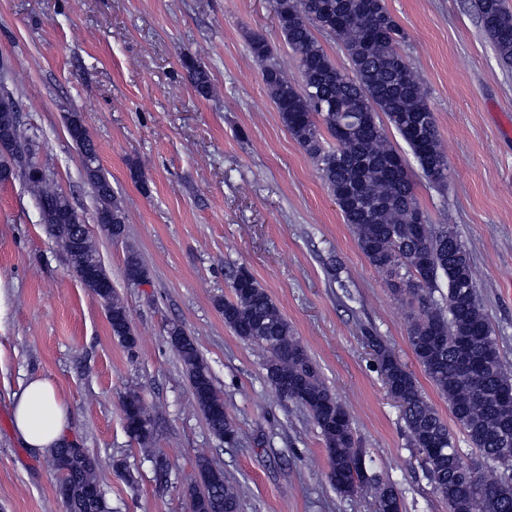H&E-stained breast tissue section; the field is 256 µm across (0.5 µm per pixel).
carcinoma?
<instances>
[{
  "instance_id": "obj_1",
  "label": "carcinoma",
  "mask_w": 512,
  "mask_h": 512,
  "mask_svg": "<svg viewBox=\"0 0 512 512\" xmlns=\"http://www.w3.org/2000/svg\"><path fill=\"white\" fill-rule=\"evenodd\" d=\"M281 36L295 55L302 82L294 84L259 34L249 50L262 68L263 81L288 133L314 161L320 177L357 236L370 264L392 278L395 294L415 299L408 339L424 372L448 399L451 413L478 451L481 466L464 460L447 423L422 393L413 374L381 343L368 337L378 355L387 391L402 410L409 447L422 463L448 512H512V480L485 479L480 468L512 471V376L503 369L491 324L479 304L471 255L448 225L430 224L420 205L405 156L388 139L379 114L408 147L419 170L434 186L447 179L427 91L403 53L408 34L386 8L385 0H270ZM499 64L512 70V7L507 0H472ZM336 38L348 60L341 68L316 38ZM183 65L196 91L213 93L207 70L189 56ZM13 96L0 92V172L31 154L33 139L22 128ZM83 174L96 198L97 223L114 241L124 238L126 217L99 163L87 131L68 128ZM39 200L41 221L67 253L81 284L105 293L112 328L128 350L137 345L129 312L112 288L91 237L68 198L44 175L28 181ZM123 274L135 285L148 280L140 255L126 252ZM230 296L218 303L224 325L244 342L267 353L266 378L277 396L306 411L319 429L336 492L352 496L368 481L364 449L358 447L349 414L321 381L287 317L247 269L229 277ZM440 293L435 298L434 293ZM169 343L185 369L193 399L210 432L226 444L238 431L224 414V398L196 341L181 326L167 330ZM127 431L145 445L153 421L135 391L121 399ZM52 464L66 484L59 493L66 512H111L105 497L92 498L98 485V457L67 443L52 450ZM202 488H192V512H240V492L208 458L198 461ZM374 512H401L399 493L378 481L372 490Z\"/></svg>"
}]
</instances>
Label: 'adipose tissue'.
Wrapping results in <instances>:
<instances>
[{
	"mask_svg": "<svg viewBox=\"0 0 512 512\" xmlns=\"http://www.w3.org/2000/svg\"><path fill=\"white\" fill-rule=\"evenodd\" d=\"M12 420L21 442L38 452L64 443L71 427L68 407L45 378L31 379L16 396Z\"/></svg>",
	"mask_w": 512,
	"mask_h": 512,
	"instance_id": "obj_1",
	"label": "adipose tissue"
}]
</instances>
